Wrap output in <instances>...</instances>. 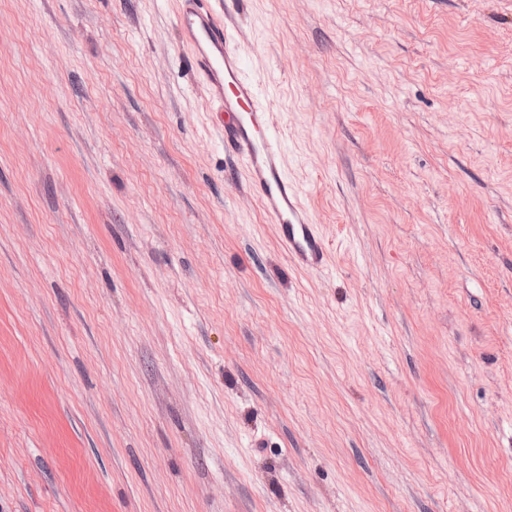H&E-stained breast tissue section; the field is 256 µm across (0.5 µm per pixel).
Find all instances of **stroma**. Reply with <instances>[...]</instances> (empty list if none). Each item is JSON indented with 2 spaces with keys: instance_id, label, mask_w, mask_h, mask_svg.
<instances>
[{
  "instance_id": "35a3bbf8",
  "label": "stroma",
  "mask_w": 512,
  "mask_h": 512,
  "mask_svg": "<svg viewBox=\"0 0 512 512\" xmlns=\"http://www.w3.org/2000/svg\"><path fill=\"white\" fill-rule=\"evenodd\" d=\"M179 9L0 0V512H512V0L232 5L319 272Z\"/></svg>"
}]
</instances>
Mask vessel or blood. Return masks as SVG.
Returning <instances> with one entry per match:
<instances>
[{"label": "vessel or blood", "instance_id": "1", "mask_svg": "<svg viewBox=\"0 0 512 512\" xmlns=\"http://www.w3.org/2000/svg\"><path fill=\"white\" fill-rule=\"evenodd\" d=\"M220 3L181 0L177 25L182 43L192 49L190 68L219 99L217 120L224 133V149L242 162L249 191L263 205L291 263L324 269L326 239L284 167L283 153L272 134L273 116L244 69L235 47V29L217 14Z\"/></svg>", "mask_w": 512, "mask_h": 512}]
</instances>
